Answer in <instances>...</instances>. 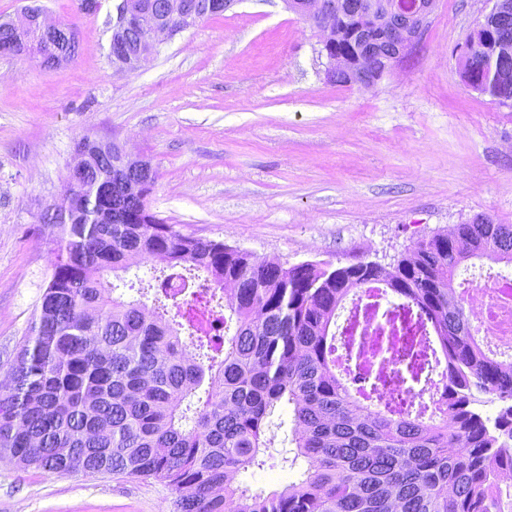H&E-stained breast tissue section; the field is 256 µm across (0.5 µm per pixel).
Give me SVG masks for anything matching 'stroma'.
I'll use <instances>...</instances> for the list:
<instances>
[{
    "label": "stroma",
    "mask_w": 512,
    "mask_h": 512,
    "mask_svg": "<svg viewBox=\"0 0 512 512\" xmlns=\"http://www.w3.org/2000/svg\"><path fill=\"white\" fill-rule=\"evenodd\" d=\"M41 5L70 27L54 68L0 55V380L9 379L55 253L40 213L65 189L75 143L116 141L157 173L152 213L183 234L285 267L394 270L420 239L483 216L512 224V102L468 87L469 33L494 0H437L419 43L368 88L326 77L318 29L283 0H239L162 44L139 70L109 57L116 0ZM240 485L295 480L290 414ZM27 512H172L163 483L49 474L0 453V503Z\"/></svg>",
    "instance_id": "stroma-1"
}]
</instances>
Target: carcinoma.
<instances>
[{
	"label": "carcinoma",
	"mask_w": 512,
	"mask_h": 512,
	"mask_svg": "<svg viewBox=\"0 0 512 512\" xmlns=\"http://www.w3.org/2000/svg\"><path fill=\"white\" fill-rule=\"evenodd\" d=\"M358 16L328 50L358 59ZM463 75L512 100V22L474 29ZM85 189L46 207L51 278L0 389V450L45 473L159 481L173 512H501L512 479V405L488 427L473 391L512 401V363L476 342L463 294L468 257L512 263V225L482 218L418 241L388 277L368 262L329 270L253 262L222 242L182 234L147 201L117 200L112 169L80 172ZM167 256L151 301H126L108 274ZM383 282L432 323L446 364L450 425L363 409L336 373V310ZM284 406L294 417L298 477L255 494L228 480L258 463Z\"/></svg>",
	"instance_id": "1"
}]
</instances>
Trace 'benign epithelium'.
Wrapping results in <instances>:
<instances>
[{
	"mask_svg": "<svg viewBox=\"0 0 512 512\" xmlns=\"http://www.w3.org/2000/svg\"><path fill=\"white\" fill-rule=\"evenodd\" d=\"M238 0H194L188 5L182 0H160L154 6H135L129 0H121L116 6L115 31L134 29L140 32L141 39L136 49L125 44H110V54L116 67L136 71L167 37L179 32L168 23L174 16L186 19L193 25L214 12L232 8ZM436 0H374L367 11L373 28L381 39L392 44L395 58L400 59L419 42L430 23ZM363 0H290L288 5L297 13L312 22L325 33L322 45L330 42L331 32L337 24L346 21L360 10ZM0 27L13 34L12 43L0 45L1 54H27L38 58L43 65H59L70 59L61 48L76 41L75 34L66 26L48 19L43 8L28 5L15 19H0ZM329 70L352 71L355 79L351 84L365 86L370 83V75L378 67V57L372 51L363 53L359 62L348 63L340 56L329 58ZM122 167L116 174V194L133 201L145 198V184L132 175L134 171L146 168L143 161L133 157L124 149H119Z\"/></svg>",
	"mask_w": 512,
	"mask_h": 512,
	"instance_id": "7a95c632",
	"label": "benign epithelium"
}]
</instances>
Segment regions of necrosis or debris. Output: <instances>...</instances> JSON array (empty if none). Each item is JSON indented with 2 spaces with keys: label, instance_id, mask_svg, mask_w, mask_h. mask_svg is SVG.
Segmentation results:
<instances>
[{
  "label": "necrosis or debris",
  "instance_id": "4bbe7bcc",
  "mask_svg": "<svg viewBox=\"0 0 512 512\" xmlns=\"http://www.w3.org/2000/svg\"><path fill=\"white\" fill-rule=\"evenodd\" d=\"M467 297L476 337L492 353L512 351V272L498 276L491 290L475 288ZM336 335L342 369L350 377L369 376L375 407L385 410L400 401L425 418L442 419L439 400L447 378L434 345L414 318L401 311L388 317L380 300L355 297L345 307ZM408 348L415 349L423 374L401 382L393 366Z\"/></svg>",
  "mask_w": 512,
  "mask_h": 512
}]
</instances>
